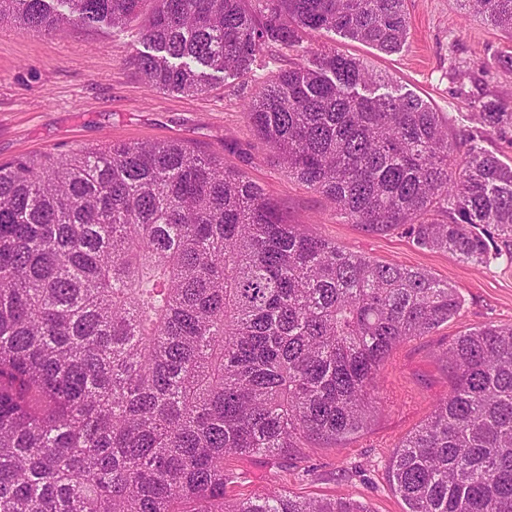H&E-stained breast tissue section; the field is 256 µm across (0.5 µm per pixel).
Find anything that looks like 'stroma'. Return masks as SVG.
Instances as JSON below:
<instances>
[{"mask_svg": "<svg viewBox=\"0 0 512 512\" xmlns=\"http://www.w3.org/2000/svg\"><path fill=\"white\" fill-rule=\"evenodd\" d=\"M408 39L385 54L333 31L303 34L291 49L269 46L247 75H228L203 94L151 88L133 65L144 52L143 22L122 27H61L51 35L0 23V162L108 142L178 141L258 183L285 220L340 248L381 262L419 268L455 287L459 315L433 335L401 343L378 374L381 409L368 429L343 448H309L289 460L252 456L230 460L238 475L227 499L267 489L306 498L349 496L372 512H403L389 470L396 445L448 391L441 353L461 331L512 324V257L465 263L422 249L400 234L370 235L346 223L324 196L288 175L243 113L280 71L313 53L338 51L382 75L386 91L411 94L443 113L450 131L477 135L479 144L512 164V141L482 131L468 99L512 107V34L470 14L459 0H406Z\"/></svg>", "mask_w": 512, "mask_h": 512, "instance_id": "stroma-1", "label": "stroma"}]
</instances>
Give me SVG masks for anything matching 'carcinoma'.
<instances>
[{
  "label": "carcinoma",
  "mask_w": 512,
  "mask_h": 512,
  "mask_svg": "<svg viewBox=\"0 0 512 512\" xmlns=\"http://www.w3.org/2000/svg\"><path fill=\"white\" fill-rule=\"evenodd\" d=\"M512 32V0H461ZM142 0H0L24 33L123 26ZM392 53L405 0H155L136 58L159 90L302 32ZM354 57L315 53L244 114L288 174L349 224L512 258V165ZM501 135L512 112L484 103ZM461 309L428 272L344 251L287 223L264 190L180 142L105 143L0 162V512H371L349 496L225 498L229 458L344 446L379 405L380 366ZM448 394L397 445L404 512H512V324L445 349Z\"/></svg>",
  "instance_id": "1"
}]
</instances>
